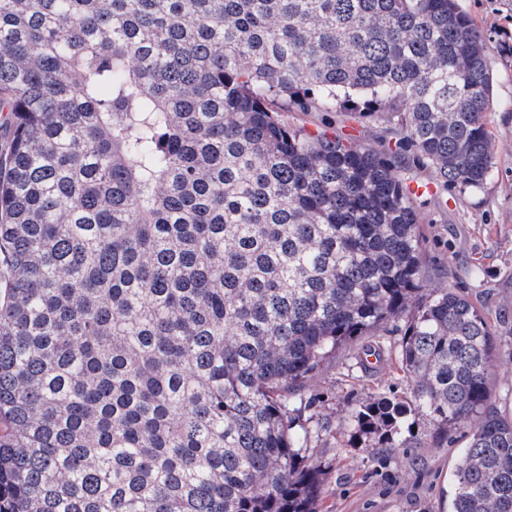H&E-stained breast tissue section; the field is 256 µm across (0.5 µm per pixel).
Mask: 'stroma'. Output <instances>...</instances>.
Wrapping results in <instances>:
<instances>
[{"label":"stroma","instance_id":"35a3bbf8","mask_svg":"<svg viewBox=\"0 0 512 512\" xmlns=\"http://www.w3.org/2000/svg\"><path fill=\"white\" fill-rule=\"evenodd\" d=\"M482 30L494 70V104L487 114L494 164L481 188L463 191L434 184L430 168L403 142L396 121L367 119L344 108L285 112L291 126L324 129L355 145L384 153L410 182L433 183L415 198L424 234L426 284L454 288L484 313L498 340L491 375L492 407L512 412V0H460ZM404 322L359 338L339 351L315 378L311 434L305 452L325 473L320 512H445L444 485L463 439L434 443L414 419L417 445L395 448L385 438L355 433L350 420L370 397L405 398L408 382L397 357ZM381 349L378 366L361 362L366 345Z\"/></svg>","mask_w":512,"mask_h":512}]
</instances>
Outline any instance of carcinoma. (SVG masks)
<instances>
[{
	"label": "carcinoma",
	"mask_w": 512,
	"mask_h": 512,
	"mask_svg": "<svg viewBox=\"0 0 512 512\" xmlns=\"http://www.w3.org/2000/svg\"><path fill=\"white\" fill-rule=\"evenodd\" d=\"M493 86L458 0H0V512H319L306 392L400 318L411 402L359 430L469 426L448 512H512L497 341L409 186L280 118L394 116L475 189Z\"/></svg>",
	"instance_id": "cac0c4a2"
}]
</instances>
